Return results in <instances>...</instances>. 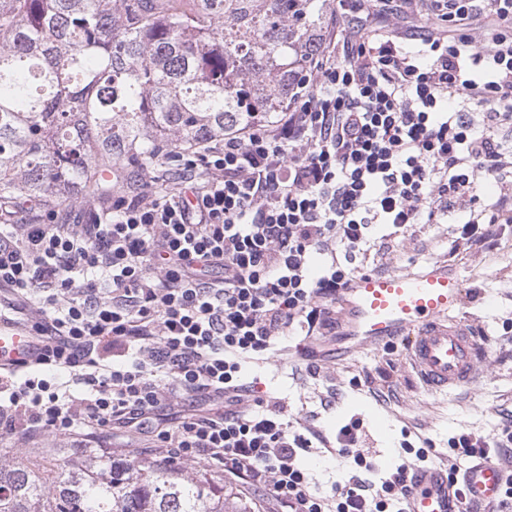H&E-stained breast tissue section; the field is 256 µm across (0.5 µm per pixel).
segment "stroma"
I'll return each instance as SVG.
<instances>
[{"label":"stroma","mask_w":512,"mask_h":512,"mask_svg":"<svg viewBox=\"0 0 512 512\" xmlns=\"http://www.w3.org/2000/svg\"><path fill=\"white\" fill-rule=\"evenodd\" d=\"M467 217L460 208L447 223L414 225L392 251L357 252L354 264L376 274L416 271L435 261L454 266L466 290L471 326L487 333L473 384L450 393L428 391L400 346L326 363L316 376L304 360L281 353L246 365L249 377L259 378L287 406L294 426L315 427L332 439L341 426L357 421L372 480L411 462L401 447L405 436L425 440L434 466L444 468L455 458L451 437L491 435L512 423V235L491 250L456 246L455 227ZM351 460L335 447L311 448L300 457L313 485L327 495L348 479Z\"/></svg>","instance_id":"35a3bbf8"}]
</instances>
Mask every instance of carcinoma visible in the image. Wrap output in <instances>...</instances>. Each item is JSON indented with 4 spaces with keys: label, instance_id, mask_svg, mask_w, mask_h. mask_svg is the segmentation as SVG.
<instances>
[{
    "label": "carcinoma",
    "instance_id": "1",
    "mask_svg": "<svg viewBox=\"0 0 512 512\" xmlns=\"http://www.w3.org/2000/svg\"><path fill=\"white\" fill-rule=\"evenodd\" d=\"M327 0H0V207L111 190L288 109ZM0 512H256L204 468L0 459Z\"/></svg>",
    "mask_w": 512,
    "mask_h": 512
}]
</instances>
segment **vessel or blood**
<instances>
[{
    "label": "vessel or blood",
    "instance_id": "b4317fda",
    "mask_svg": "<svg viewBox=\"0 0 512 512\" xmlns=\"http://www.w3.org/2000/svg\"><path fill=\"white\" fill-rule=\"evenodd\" d=\"M465 304L457 271L443 264L415 272L364 273L336 294L335 335L302 340L295 348L343 361L400 341L424 386L445 392L471 382L476 374L480 341L463 317ZM33 349L31 336L0 324V365ZM504 479L497 463L482 461L466 470L462 490L455 491L444 471L419 469L404 512H475L477 503L497 498Z\"/></svg>",
    "mask_w": 512,
    "mask_h": 512
}]
</instances>
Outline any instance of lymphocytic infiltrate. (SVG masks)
<instances>
[{
	"instance_id": "obj_1",
	"label": "lymphocytic infiltrate",
	"mask_w": 512,
	"mask_h": 512,
	"mask_svg": "<svg viewBox=\"0 0 512 512\" xmlns=\"http://www.w3.org/2000/svg\"><path fill=\"white\" fill-rule=\"evenodd\" d=\"M397 8L437 31L413 45L366 0H336L287 112L176 152V191L120 178L94 223L0 222V323L37 344L0 367L1 434L141 443L151 462L204 461L287 512H403L414 465L376 484L359 453L357 474L320 494L297 457L321 432L242 380L293 332L335 335L347 259L375 225L396 239L443 223L479 179L512 175V0ZM511 231L512 193L456 229L490 248Z\"/></svg>"
}]
</instances>
